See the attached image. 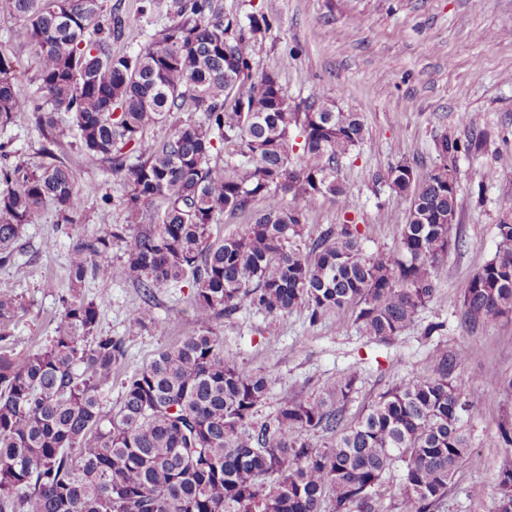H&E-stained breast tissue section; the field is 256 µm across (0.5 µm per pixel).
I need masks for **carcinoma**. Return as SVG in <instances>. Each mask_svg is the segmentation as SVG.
<instances>
[{"mask_svg": "<svg viewBox=\"0 0 512 512\" xmlns=\"http://www.w3.org/2000/svg\"><path fill=\"white\" fill-rule=\"evenodd\" d=\"M171 23L137 54H115L126 20L104 0H6L0 20H20L36 62L40 96H26L15 61L0 51V128L33 113L46 139L37 166L0 142V265L14 260L21 229L46 204L74 224L80 191L52 146L107 164L136 215L152 224L129 233L111 224L69 245L70 294L48 342L13 353L0 334V512H377L384 475L402 471L399 512H435L470 444L461 424L469 404L453 374L455 354L433 356L429 376L403 381L346 426L357 371L330 378L308 399H285L253 422L272 378L224 357L219 318L255 311L309 319L351 308L361 335H400L433 301L441 258L459 244L458 195L430 174L418 181L397 162L373 175L411 196L398 245L364 254L355 224L301 243L303 210L332 195L355 198L339 182L342 160L364 140L358 114L327 98L292 108L275 72L254 55L266 18L227 17L218 0H174ZM174 112H195L163 140L146 137ZM69 118L59 126L57 115ZM228 145L239 160L216 158ZM301 164H292L294 147ZM302 203L290 209L284 197ZM262 202L243 232L217 231L224 216ZM498 250L463 292L465 319L512 314V223L498 224ZM126 243L112 263V245ZM128 280L142 302L128 314L135 334L154 320V290L189 283L198 330L124 379L120 405L103 393L127 355L122 336L98 331L100 306L85 299L88 278ZM21 303L0 298V324ZM333 437L319 446L312 436ZM500 501H512V458L499 467Z\"/></svg>", "mask_w": 512, "mask_h": 512, "instance_id": "carcinoma-1", "label": "carcinoma"}]
</instances>
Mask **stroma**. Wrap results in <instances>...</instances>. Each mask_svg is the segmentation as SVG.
<instances>
[{"label":"stroma","instance_id":"1","mask_svg":"<svg viewBox=\"0 0 512 512\" xmlns=\"http://www.w3.org/2000/svg\"><path fill=\"white\" fill-rule=\"evenodd\" d=\"M126 16L122 39L113 52L133 55L149 36L168 24L172 0H107ZM225 14L267 19L254 66L278 74L293 107L313 95L335 100L337 109L358 113L365 139L340 166L339 179L358 202L343 211L333 196L304 210L306 237H317L339 224H354L366 254L397 246L407 222L410 197L373 184L374 172L403 159L417 177L445 164L459 186V246L442 260L443 274L434 300L421 308L413 325L388 343L360 335L351 310L333 311L310 321L306 307L271 319L240 312L215 323L224 338V355L247 368L272 374L276 383L257 417L276 412L283 398H308L327 379L356 368V391L346 405L355 423L378 397L404 380L431 373L435 352L451 351L463 360L456 381L471 407L463 415L470 442L437 512H494L501 496L498 466L512 445L500 436L512 423V397L487 387L489 372L512 378V317L466 322L462 293L469 279L497 249V226L512 219V169L501 158L512 155V0H220ZM11 53L29 97L39 95L26 29L22 22H0V50ZM485 133L481 149L443 159V138L465 141L472 115ZM0 137L12 140L32 164L42 163L44 138L24 114ZM73 170L82 193L75 224L56 221L44 206L25 225L11 264L0 266V295L23 308L7 325L13 351L25 355L51 336L59 318V299L69 291L71 239L100 233L110 224L149 223V215L130 216L121 203L123 190L105 166L58 148ZM86 299L100 305L102 334L126 339L127 357L102 398L105 409L119 404L126 376L158 352L198 329L190 286L155 292V319L130 334L127 315L141 301L125 280L88 279ZM443 329L427 335L430 324Z\"/></svg>","mask_w":512,"mask_h":512}]
</instances>
